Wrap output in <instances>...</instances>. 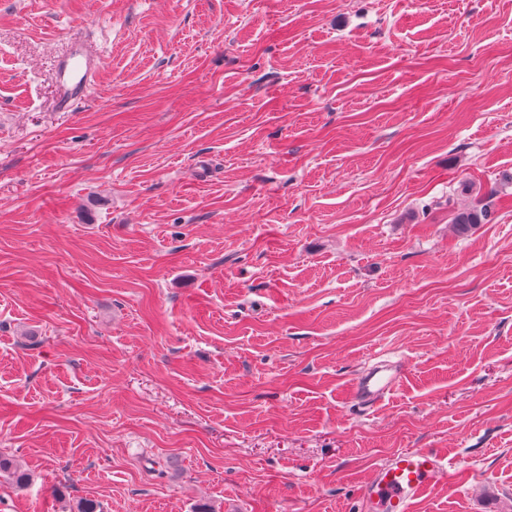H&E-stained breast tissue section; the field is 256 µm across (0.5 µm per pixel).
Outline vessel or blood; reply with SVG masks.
<instances>
[{
    "mask_svg": "<svg viewBox=\"0 0 512 512\" xmlns=\"http://www.w3.org/2000/svg\"><path fill=\"white\" fill-rule=\"evenodd\" d=\"M101 60L83 45H73L55 68L59 108H70L95 85ZM403 362L382 359L372 363L351 382L350 395L359 405L385 401L403 384ZM454 462L434 451L409 448L379 464L362 490L364 512H413L427 491L452 476Z\"/></svg>",
    "mask_w": 512,
    "mask_h": 512,
    "instance_id": "vessel-or-blood-1",
    "label": "vessel or blood"
}]
</instances>
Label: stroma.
<instances>
[{
    "mask_svg": "<svg viewBox=\"0 0 512 512\" xmlns=\"http://www.w3.org/2000/svg\"><path fill=\"white\" fill-rule=\"evenodd\" d=\"M405 448L512 512V0H0V512H363ZM101 60L82 44H75L55 68L56 100L61 109L86 96L95 85ZM487 217V210L484 207L479 208L475 205L468 209L457 211L452 218V224H455L457 233H468L476 224H483ZM404 362L381 359L372 363L351 382L350 395L360 406L373 407L394 394L404 381Z\"/></svg>",
    "mask_w": 512,
    "mask_h": 512,
    "instance_id": "stroma-1",
    "label": "stroma"
}]
</instances>
